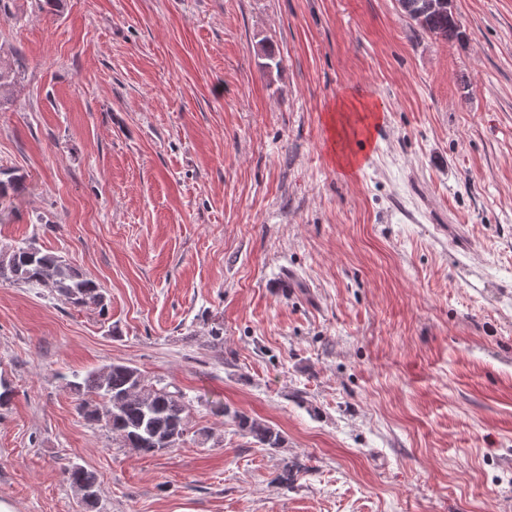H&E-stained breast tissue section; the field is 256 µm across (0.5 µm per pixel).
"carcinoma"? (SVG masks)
Segmentation results:
<instances>
[{"label":"carcinoma","mask_w":512,"mask_h":512,"mask_svg":"<svg viewBox=\"0 0 512 512\" xmlns=\"http://www.w3.org/2000/svg\"><path fill=\"white\" fill-rule=\"evenodd\" d=\"M400 11L425 33L446 41L459 39L461 21L448 13V0H401ZM26 63L16 53L0 55V107L17 92L25 78ZM44 286L74 307L105 312L101 285L63 257L28 245L0 252V281ZM68 387L79 398L78 410L90 423L118 434L127 448L158 454L180 444L188 431L189 407L179 392L149 382L137 367L113 363L86 375ZM239 431L264 448H280L284 438L269 424L239 411L224 408ZM67 480L79 494L85 512L97 508V476L72 463Z\"/></svg>","instance_id":"obj_1"}]
</instances>
